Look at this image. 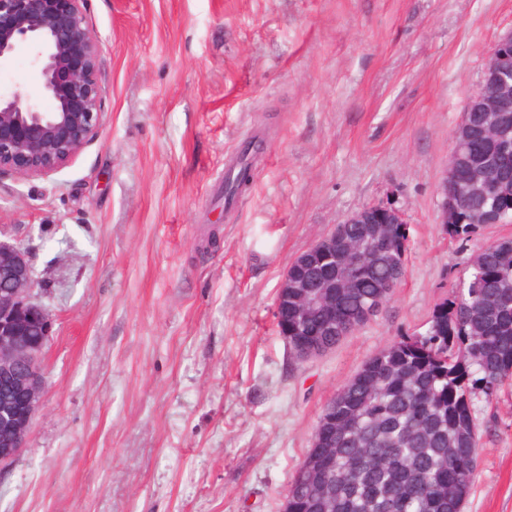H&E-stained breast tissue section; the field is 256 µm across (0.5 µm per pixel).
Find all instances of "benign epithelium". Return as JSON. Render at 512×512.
<instances>
[{
  "mask_svg": "<svg viewBox=\"0 0 512 512\" xmlns=\"http://www.w3.org/2000/svg\"><path fill=\"white\" fill-rule=\"evenodd\" d=\"M85 0H0V62L28 44L41 74L38 92L14 86L0 90V174L48 176L69 164L102 127L99 82L103 47L87 22ZM512 30L491 46L481 76V91L466 112H512ZM51 107L44 108L40 101ZM455 129L440 185L439 223L456 221L448 187L457 179ZM347 224H372L375 234L398 224L410 238L404 212L389 203L367 205ZM39 281L26 251L0 239V384L14 396L12 409L0 412V467L15 463L27 445L47 380L44 350L53 319L40 300ZM38 330L40 339L30 338Z\"/></svg>",
  "mask_w": 512,
  "mask_h": 512,
  "instance_id": "7a95c632",
  "label": "benign epithelium"
}]
</instances>
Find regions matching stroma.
I'll return each instance as SVG.
<instances>
[{
  "label": "stroma",
  "mask_w": 512,
  "mask_h": 512,
  "mask_svg": "<svg viewBox=\"0 0 512 512\" xmlns=\"http://www.w3.org/2000/svg\"><path fill=\"white\" fill-rule=\"evenodd\" d=\"M103 126L61 171L0 175V229L53 316L48 388L0 512H282L328 402L425 333L479 242L439 222L451 136L512 0H86ZM31 51L0 87L36 89ZM261 141L251 183L220 194ZM401 208L400 288L323 356L288 355L283 274L368 204ZM218 236L217 248L204 244ZM462 512H512V386L476 400ZM252 152H254V149L253 144L250 142L243 147L235 167L229 170L224 181V203L232 201L249 185L251 180V162L249 161V156ZM235 169L238 170L234 174Z\"/></svg>",
  "instance_id": "1"
}]
</instances>
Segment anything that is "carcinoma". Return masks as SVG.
Masks as SVG:
<instances>
[{"label":"carcinoma","instance_id":"obj_1","mask_svg":"<svg viewBox=\"0 0 512 512\" xmlns=\"http://www.w3.org/2000/svg\"><path fill=\"white\" fill-rule=\"evenodd\" d=\"M468 138L485 152H464L472 176L498 156L495 132L475 112ZM246 144L224 181V202L251 180ZM460 212L445 225L469 241L479 229L469 210L491 200L453 189ZM341 246L314 265L295 267L299 280L324 290L329 302L298 319L288 301V348L293 359L316 355L350 334L349 322L377 307L384 289L399 284L401 253L372 238L364 224H339ZM463 287L433 310L423 336L402 337L370 358L329 403L304 465L288 484V512H460L479 456L475 398L512 385V239L483 246ZM352 286L333 287L342 276Z\"/></svg>","mask_w":512,"mask_h":512}]
</instances>
